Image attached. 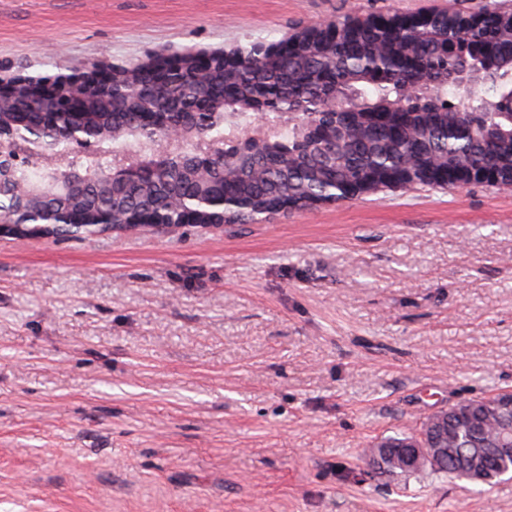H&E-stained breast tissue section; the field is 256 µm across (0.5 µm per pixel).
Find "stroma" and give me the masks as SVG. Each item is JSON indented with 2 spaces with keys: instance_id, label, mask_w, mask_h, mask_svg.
Instances as JSON below:
<instances>
[{
  "instance_id": "obj_1",
  "label": "stroma",
  "mask_w": 512,
  "mask_h": 512,
  "mask_svg": "<svg viewBox=\"0 0 512 512\" xmlns=\"http://www.w3.org/2000/svg\"><path fill=\"white\" fill-rule=\"evenodd\" d=\"M482 2L0 0V75ZM502 388L512 189L0 234V512H512V480L367 471L382 437Z\"/></svg>"
}]
</instances>
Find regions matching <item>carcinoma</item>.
Wrapping results in <instances>:
<instances>
[{
    "label": "carcinoma",
    "instance_id": "1",
    "mask_svg": "<svg viewBox=\"0 0 512 512\" xmlns=\"http://www.w3.org/2000/svg\"><path fill=\"white\" fill-rule=\"evenodd\" d=\"M480 14L500 21L493 33L482 27L462 29L436 10L423 23L392 27L388 19L356 27L353 18L336 22V39L309 43L298 51L288 44L294 33L276 42H248L230 50L235 67L204 82L190 73L166 85L150 72L134 69L112 101L91 94L86 125L112 132L105 154L73 161L102 175L110 149L131 145L151 160L158 142L142 133L138 113H167L186 134L173 156L152 179L107 191L101 180L51 198L41 188L50 173L19 171L29 196L6 188L0 212L9 213L23 233L74 238L98 231L51 223L58 211H107L112 226L129 229L145 212L176 224L184 208L202 195H224L237 205L219 210L200 207V224H247L268 220L284 200L298 209L338 203L363 194L396 190L450 189L448 176L493 169L498 190L512 188V20L497 3ZM418 86L420 97L404 91ZM263 106L267 123L285 131L253 149L239 140L254 108ZM223 147L222 173L201 186L182 158L200 147L197 132ZM404 173L401 184L385 179ZM498 396L470 399L450 407L443 448L425 469L451 479L490 485L512 473V455L486 456L512 438V415L494 411Z\"/></svg>",
    "mask_w": 512,
    "mask_h": 512
}]
</instances>
